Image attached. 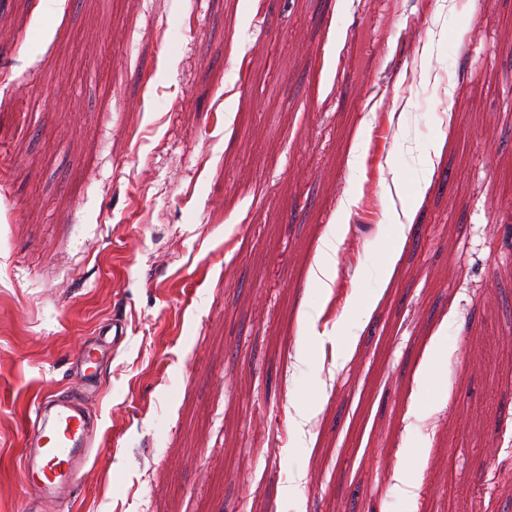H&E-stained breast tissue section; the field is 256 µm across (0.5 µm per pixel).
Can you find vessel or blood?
<instances>
[{
  "instance_id": "b4317fda",
  "label": "vessel or blood",
  "mask_w": 512,
  "mask_h": 512,
  "mask_svg": "<svg viewBox=\"0 0 512 512\" xmlns=\"http://www.w3.org/2000/svg\"><path fill=\"white\" fill-rule=\"evenodd\" d=\"M26 418L32 437L45 432L53 435L23 461L30 486L55 494L74 484L89 457L85 417L76 400L54 393L42 395L32 403Z\"/></svg>"
}]
</instances>
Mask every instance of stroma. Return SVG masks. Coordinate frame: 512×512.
<instances>
[{"instance_id": "1", "label": "stroma", "mask_w": 512, "mask_h": 512, "mask_svg": "<svg viewBox=\"0 0 512 512\" xmlns=\"http://www.w3.org/2000/svg\"><path fill=\"white\" fill-rule=\"evenodd\" d=\"M506 112L512 0H0V512H512ZM76 398L62 399L55 393L44 394L30 406L26 418L32 431L27 435L30 444L38 442L40 434L50 431L44 447L23 460L29 485L46 494H56L74 484L84 468L89 449L85 441V417ZM52 414L49 427L47 421ZM32 436V438H31Z\"/></svg>"}]
</instances>
